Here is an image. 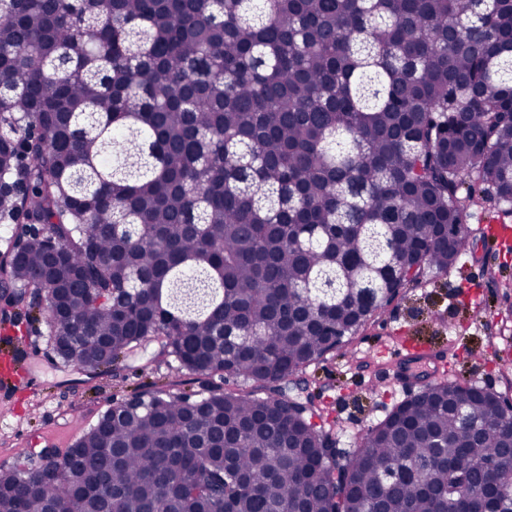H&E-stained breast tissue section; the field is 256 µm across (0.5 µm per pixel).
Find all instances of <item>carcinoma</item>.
<instances>
[{"instance_id":"1","label":"carcinoma","mask_w":512,"mask_h":512,"mask_svg":"<svg viewBox=\"0 0 512 512\" xmlns=\"http://www.w3.org/2000/svg\"><path fill=\"white\" fill-rule=\"evenodd\" d=\"M0 181V297L39 292L56 356L228 384L19 453L0 512H448L456 465L512 507L481 388L431 381L338 459L280 387L512 212V0H0Z\"/></svg>"}]
</instances>
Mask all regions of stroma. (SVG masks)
Listing matches in <instances>:
<instances>
[{"label":"stroma","mask_w":512,"mask_h":512,"mask_svg":"<svg viewBox=\"0 0 512 512\" xmlns=\"http://www.w3.org/2000/svg\"><path fill=\"white\" fill-rule=\"evenodd\" d=\"M512 288V254L472 235L467 253L434 274L422 287L403 289L385 311L350 337L344 353L311 365L306 377L324 402L334 425L338 453L383 420L399 402L431 381L435 366L420 360L410 367L411 383L399 382L394 356L378 358L380 347L407 343L412 350H432L448 361L449 377L481 388L512 392L501 362L512 361V308L503 294ZM45 323L0 327V339L13 343L17 358L40 383L37 395L25 385L0 388V465L12 463L22 448L70 447L114 400L158 388L199 390L205 379L141 355L105 377L88 378L54 358Z\"/></svg>","instance_id":"35a3bbf8"}]
</instances>
